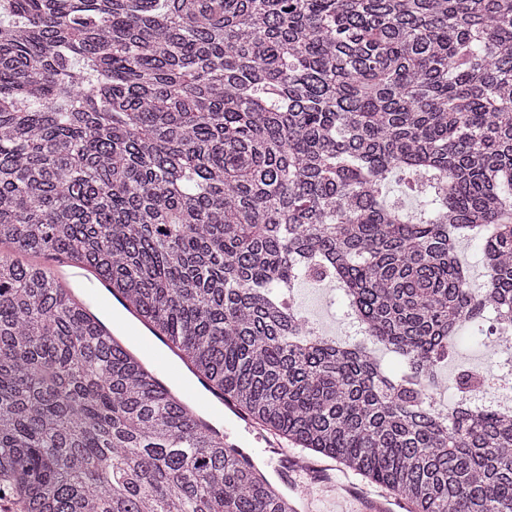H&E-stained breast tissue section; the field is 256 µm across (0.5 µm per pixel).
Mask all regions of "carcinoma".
<instances>
[{
	"instance_id": "1",
	"label": "carcinoma",
	"mask_w": 512,
	"mask_h": 512,
	"mask_svg": "<svg viewBox=\"0 0 512 512\" xmlns=\"http://www.w3.org/2000/svg\"><path fill=\"white\" fill-rule=\"evenodd\" d=\"M16 253L108 281L282 456L405 512H512V415L434 396L451 336L512 314V0H0L11 512H297ZM304 281L368 343L322 335ZM456 256L468 268L470 288H485L488 277L480 242L471 238L460 239Z\"/></svg>"
}]
</instances>
